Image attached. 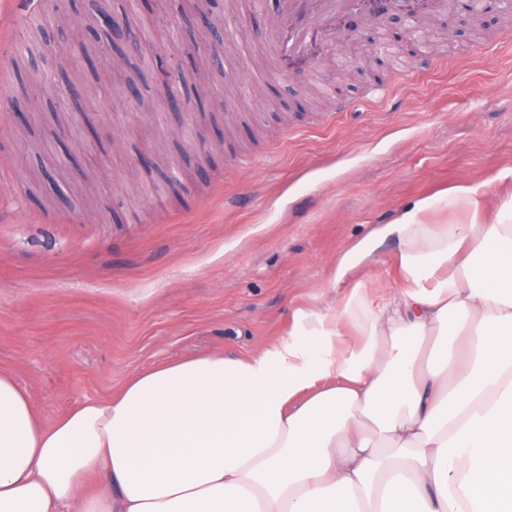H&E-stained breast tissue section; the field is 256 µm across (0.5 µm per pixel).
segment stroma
<instances>
[{"instance_id": "35a3bbf8", "label": "stroma", "mask_w": 512, "mask_h": 512, "mask_svg": "<svg viewBox=\"0 0 512 512\" xmlns=\"http://www.w3.org/2000/svg\"><path fill=\"white\" fill-rule=\"evenodd\" d=\"M77 6L83 23L109 14L150 46L133 0ZM278 8L212 0L226 51L216 64L200 43L211 82L176 85L178 110L161 98L150 118L133 112L130 90L147 81L108 60L53 81L52 101L73 113L95 74L116 73L89 109L101 137L120 136L106 153L72 139L35 157L0 95V365L44 419L164 361L255 353L296 310L325 309L346 291L329 279L337 255L414 200L461 184L489 201L512 189V8L452 39L445 21L421 31L408 22L403 53L382 17L376 43L318 42L317 67L290 70L267 24ZM340 96L348 111H337ZM201 99L233 115L222 152L183 135L210 122ZM154 134L205 162L192 176L178 169L184 187L160 207L145 191L156 172L134 164ZM71 156L104 180H52Z\"/></svg>"}]
</instances>
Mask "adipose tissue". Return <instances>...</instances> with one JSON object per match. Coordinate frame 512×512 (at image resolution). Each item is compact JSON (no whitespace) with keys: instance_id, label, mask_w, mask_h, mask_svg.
Returning <instances> with one entry per match:
<instances>
[{"instance_id":"obj_1","label":"adipose tissue","mask_w":512,"mask_h":512,"mask_svg":"<svg viewBox=\"0 0 512 512\" xmlns=\"http://www.w3.org/2000/svg\"><path fill=\"white\" fill-rule=\"evenodd\" d=\"M350 277L257 353L161 363L50 423L0 366V512H512V194L416 200L337 256ZM399 245L396 240H387L377 251L376 261L372 266L369 275L373 281L369 283L370 293L377 297L389 288L392 283L388 279L387 270L393 271Z\"/></svg>"}]
</instances>
